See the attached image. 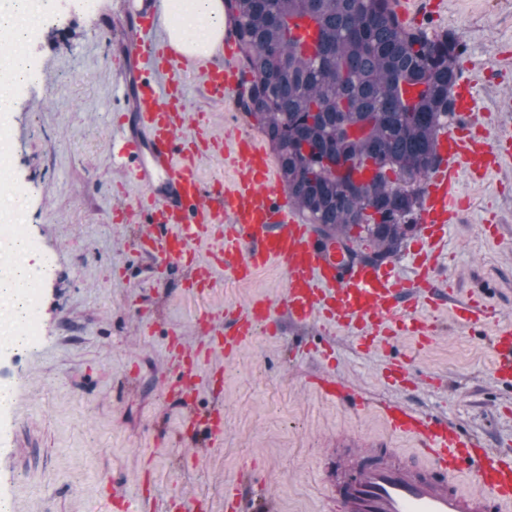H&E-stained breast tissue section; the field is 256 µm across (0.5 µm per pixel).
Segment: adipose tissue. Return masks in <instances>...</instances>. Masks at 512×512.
I'll use <instances>...</instances> for the list:
<instances>
[{
    "mask_svg": "<svg viewBox=\"0 0 512 512\" xmlns=\"http://www.w3.org/2000/svg\"><path fill=\"white\" fill-rule=\"evenodd\" d=\"M169 44L187 58L208 59L224 49V0H164ZM45 14V0H0V43L10 53L0 55V113L14 108L16 90L28 82L37 66L28 47ZM28 241L0 237V352L14 351L33 312L29 282L35 271Z\"/></svg>",
    "mask_w": 512,
    "mask_h": 512,
    "instance_id": "1",
    "label": "adipose tissue"
}]
</instances>
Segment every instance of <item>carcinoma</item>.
Wrapping results in <instances>:
<instances>
[{
    "label": "carcinoma",
    "mask_w": 512,
    "mask_h": 512,
    "mask_svg": "<svg viewBox=\"0 0 512 512\" xmlns=\"http://www.w3.org/2000/svg\"><path fill=\"white\" fill-rule=\"evenodd\" d=\"M224 8L243 54L241 109L274 147L288 200L351 260L396 255L441 161L459 37L404 26L391 0Z\"/></svg>",
    "instance_id": "cac0c4a2"
}]
</instances>
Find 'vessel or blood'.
<instances>
[{
  "instance_id": "b4317fda",
  "label": "vessel or blood",
  "mask_w": 512,
  "mask_h": 512,
  "mask_svg": "<svg viewBox=\"0 0 512 512\" xmlns=\"http://www.w3.org/2000/svg\"><path fill=\"white\" fill-rule=\"evenodd\" d=\"M160 2L144 0L131 15L132 36L125 41L120 59L126 108L118 155L125 176L150 186L151 192L139 199L136 208L117 209L116 215L125 221L135 215L145 220V230L136 237L139 250L172 264H193L194 283L208 284L212 267L196 264L192 244L220 226L224 247L219 263L228 278L246 282L270 263L284 266L285 307L293 322L324 318L350 329L362 350L381 336L423 330L412 311L420 292H427L430 303L440 300L434 257H422L417 279L411 283L375 265L350 262L336 242L321 243L274 182L268 153L257 140L237 139L231 189L204 190L196 165L202 148L177 137L187 119L185 95L177 85L156 80L157 75L188 63L166 40L149 36ZM204 73L213 97L239 95L242 80L232 62L208 66ZM455 98L460 123L442 136L443 161L426 184L423 221L433 247L444 241L456 216L459 169L481 175L498 165L493 146L462 126L474 104L469 80L458 84ZM229 316L230 326L213 337L210 347L232 358L243 343L270 328L272 305L257 299L230 309ZM492 346L499 380L512 384V325L495 331ZM208 349L188 347L179 336L172 339V357L179 366L175 385L184 402L194 399L196 367ZM315 384L336 403L377 411L387 429L383 440L337 434L336 466L325 479L336 512H502L512 504V457L494 454L477 436L445 420L414 413L402 403L374 401L324 377ZM397 436L419 442L422 464L401 460L393 447ZM463 473L474 482L473 491L458 487L456 479Z\"/></svg>"
}]
</instances>
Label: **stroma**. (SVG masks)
<instances>
[{
  "label": "stroma",
  "instance_id": "35a3bbf8",
  "mask_svg": "<svg viewBox=\"0 0 512 512\" xmlns=\"http://www.w3.org/2000/svg\"><path fill=\"white\" fill-rule=\"evenodd\" d=\"M121 0H52L30 52L45 79L21 87L8 118L0 182L25 198L26 235L52 264L35 287L34 349L0 355V385L23 380L0 415V443L26 458L0 454L13 512H105L114 488L129 512H167L171 498L207 502L224 512V486L251 475L244 512H328L330 439L385 435L383 420L327 400L311 382L329 376L373 398L399 399L476 433L493 451L512 452V385L498 382L491 347L495 325L512 324V154L479 178L460 170L465 205L436 260L438 307L421 304L432 340L408 334L357 349L345 331L321 321L292 323L281 307L286 272L274 262L250 281L213 270V288L193 295L191 268L160 267L138 252L134 226L114 220L119 200L135 203L143 185L113 192L120 175L108 145L109 114L121 108L123 75L115 59L125 37ZM414 22L453 31L466 51L460 76L473 84L474 132L512 140V0H429ZM186 90L182 139L208 135L219 146L201 161L207 189L234 181V142L259 137L237 102L213 98L199 65L174 71ZM264 298L280 313L274 334L245 344L234 359L213 350L201 360L194 407L179 400L170 360L172 337L208 342L228 308ZM477 301L495 322L461 324L457 306ZM406 362L413 390L393 387L392 360ZM224 412V435L210 445L195 434L193 413Z\"/></svg>",
  "mask_w": 512,
  "mask_h": 512
}]
</instances>
